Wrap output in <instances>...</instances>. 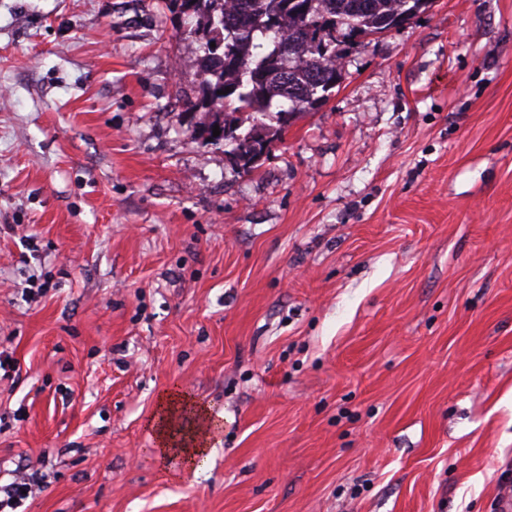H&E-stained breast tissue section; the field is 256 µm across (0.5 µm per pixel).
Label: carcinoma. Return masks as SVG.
I'll list each match as a JSON object with an SVG mask.
<instances>
[{
    "label": "carcinoma",
    "mask_w": 512,
    "mask_h": 512,
    "mask_svg": "<svg viewBox=\"0 0 512 512\" xmlns=\"http://www.w3.org/2000/svg\"><path fill=\"white\" fill-rule=\"evenodd\" d=\"M203 32L194 60L199 97L189 110L219 126L228 154L258 157L297 112L315 110L344 78L343 45L398 30L433 0H168ZM215 46H210V43ZM239 112L254 114L239 133ZM274 121L278 128L269 122Z\"/></svg>",
    "instance_id": "carcinoma-1"
}]
</instances>
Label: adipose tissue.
I'll return each instance as SVG.
<instances>
[{"instance_id": "1", "label": "adipose tissue", "mask_w": 512, "mask_h": 512, "mask_svg": "<svg viewBox=\"0 0 512 512\" xmlns=\"http://www.w3.org/2000/svg\"><path fill=\"white\" fill-rule=\"evenodd\" d=\"M191 414L197 428L188 435L180 434L178 422L184 414ZM155 433L156 448L159 456L175 455L188 467H198L205 463L209 456V441L217 428L209 409L186 395L167 390L160 394L158 411L151 423Z\"/></svg>"}]
</instances>
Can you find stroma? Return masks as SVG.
Wrapping results in <instances>:
<instances>
[{
    "instance_id": "obj_1",
    "label": "stroma",
    "mask_w": 512,
    "mask_h": 512,
    "mask_svg": "<svg viewBox=\"0 0 512 512\" xmlns=\"http://www.w3.org/2000/svg\"><path fill=\"white\" fill-rule=\"evenodd\" d=\"M163 0H0V485L18 512H498L512 0H435L254 172ZM221 425L160 458L165 390ZM32 485L30 478L20 476L5 488L0 487V494L4 493L3 499L0 495V511L9 512L4 509L6 507L11 509L19 507V504L31 493ZM22 490H25L26 494H22Z\"/></svg>"
}]
</instances>
